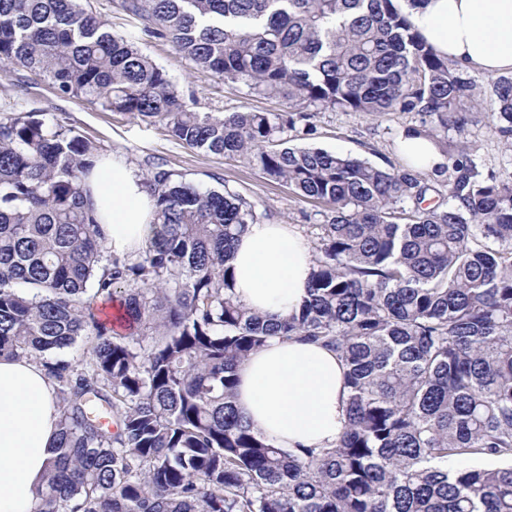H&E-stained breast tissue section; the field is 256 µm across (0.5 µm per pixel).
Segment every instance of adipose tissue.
Instances as JSON below:
<instances>
[{
	"mask_svg": "<svg viewBox=\"0 0 512 512\" xmlns=\"http://www.w3.org/2000/svg\"><path fill=\"white\" fill-rule=\"evenodd\" d=\"M410 21L449 61L472 71L512 73V0H425ZM87 185L109 247L136 255L155 220V201L140 174L104 158ZM232 266L237 300L282 318L299 311L307 297L312 250L293 226L251 224L235 245ZM238 379V408L280 447L329 448L341 435L345 367L327 348L271 340L240 365ZM58 414L54 386L38 363L0 357V512H33Z\"/></svg>",
	"mask_w": 512,
	"mask_h": 512,
	"instance_id": "ef3b65f1",
	"label": "adipose tissue"
}]
</instances>
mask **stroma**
<instances>
[{"label":"stroma","instance_id":"stroma-1","mask_svg":"<svg viewBox=\"0 0 512 512\" xmlns=\"http://www.w3.org/2000/svg\"><path fill=\"white\" fill-rule=\"evenodd\" d=\"M86 7L106 21L113 32L138 36L142 51L166 69L179 91L194 99L196 111L222 115L243 105L264 112L284 110L281 100L251 96L245 87L224 85L179 54L171 42L142 35L140 23L122 11L120 0H88ZM14 103L40 111L46 121L72 125L83 137L101 146L105 154L117 157L140 174H147L149 163L164 164L201 187L224 188L239 194L264 213L267 221L293 225L307 241L316 237L313 202L298 197L283 184L268 181L258 170L220 155L186 148L161 125L60 96L42 76L0 64V107ZM422 120V115L415 112L365 116L324 111L312 120L313 134H306L300 125L288 137L298 147L350 153L385 168H399L403 165L400 133L404 128L420 125ZM471 138L475 143L474 157L483 171L512 174V147L506 141L479 126L472 128Z\"/></svg>","mask_w":512,"mask_h":512}]
</instances>
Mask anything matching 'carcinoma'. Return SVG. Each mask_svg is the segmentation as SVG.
I'll use <instances>...</instances> for the list:
<instances>
[{"label": "carcinoma", "instance_id": "cac0c4a2", "mask_svg": "<svg viewBox=\"0 0 512 512\" xmlns=\"http://www.w3.org/2000/svg\"><path fill=\"white\" fill-rule=\"evenodd\" d=\"M424 2L121 0L142 34L287 105L217 116L81 0H0L1 64L321 206L307 298L267 319L232 288L253 204L158 166L155 235L114 254L86 186L100 147L0 110V356L38 361L60 404L33 512H512V176L484 173L467 140L486 93L487 130L512 137V74L483 87L441 56L406 12ZM322 110L423 114L406 132L446 157V202L426 203L428 170L286 146ZM275 336L345 363L334 447L282 448L237 408L238 367ZM81 339L83 363L57 356Z\"/></svg>", "mask_w": 512, "mask_h": 512}]
</instances>
